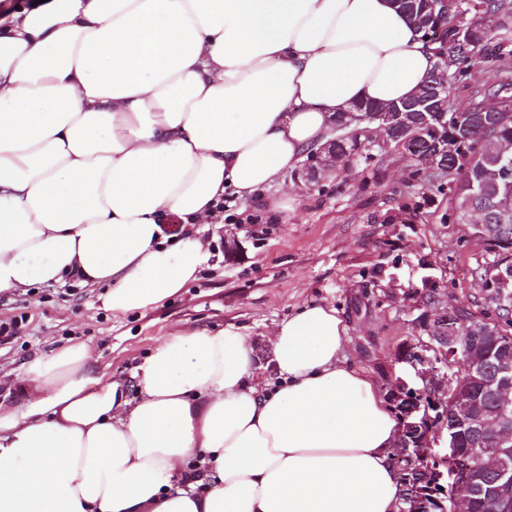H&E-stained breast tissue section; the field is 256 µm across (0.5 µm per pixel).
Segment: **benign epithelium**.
Masks as SVG:
<instances>
[{"mask_svg":"<svg viewBox=\"0 0 512 512\" xmlns=\"http://www.w3.org/2000/svg\"><path fill=\"white\" fill-rule=\"evenodd\" d=\"M448 12V0H426L413 8L419 23ZM448 80L434 73L418 97V113L390 105L361 119L376 122L384 142L410 155L422 128L446 116ZM461 129L436 144L426 159L437 172L457 165L465 145L484 143V121L456 120ZM346 155L329 144L320 147L306 176L316 178ZM469 206L482 214L472 225L473 236L506 255L512 253V211L488 206L471 197ZM484 287L498 303L512 299V263L504 261L483 277ZM458 308L433 312L422 308L416 326L428 340L405 344L400 362L422 381L425 400L404 406L396 464L402 473L420 472L411 482L408 507L403 512H468L476 503L493 505V512H512V333L497 321L480 319L467 334L456 328ZM452 496L440 497L445 485Z\"/></svg>","mask_w":512,"mask_h":512,"instance_id":"1","label":"benign epithelium"}]
</instances>
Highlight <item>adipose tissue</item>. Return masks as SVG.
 <instances>
[{
    "label": "adipose tissue",
    "mask_w": 512,
    "mask_h": 512,
    "mask_svg": "<svg viewBox=\"0 0 512 512\" xmlns=\"http://www.w3.org/2000/svg\"><path fill=\"white\" fill-rule=\"evenodd\" d=\"M438 59L392 0H33L0 26V293L73 279L145 310L196 279L192 233L260 199L355 103L413 96ZM312 304L275 377L229 324L160 341L136 397L85 343L31 359L0 408V512H399L400 422Z\"/></svg>",
    "instance_id": "1"
}]
</instances>
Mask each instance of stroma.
Wrapping results in <instances>:
<instances>
[{"mask_svg":"<svg viewBox=\"0 0 512 512\" xmlns=\"http://www.w3.org/2000/svg\"><path fill=\"white\" fill-rule=\"evenodd\" d=\"M475 70L512 81V18L494 29ZM358 137L363 150L317 180L283 174L269 191L277 209L240 202L239 212L259 217L261 233L227 221L202 225L209 261L155 307L115 315L102 308L100 288L72 281L0 293V323H18L0 344V403L20 405L6 381L68 343L88 344L96 371L125 380L132 393L135 367L158 342L230 323L249 328L259 372L268 376V332L312 303L336 308L350 338L345 363L386 392L405 373L399 349L419 341L424 301L496 318L482 275L497 255L462 219L455 180L387 147L376 125L359 128ZM229 242L237 245L231 256Z\"/></svg>","mask_w":512,"mask_h":512,"instance_id":"1","label":"stroma"}]
</instances>
